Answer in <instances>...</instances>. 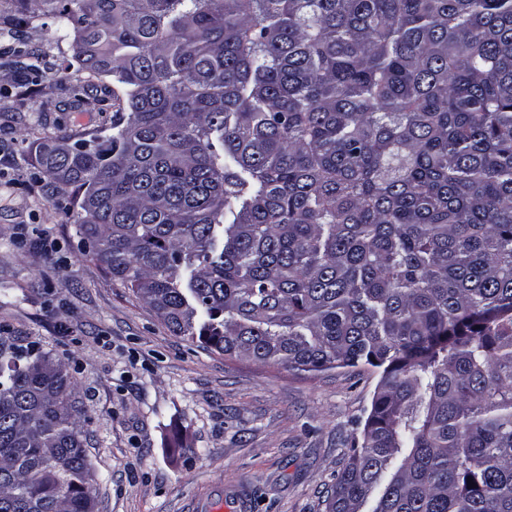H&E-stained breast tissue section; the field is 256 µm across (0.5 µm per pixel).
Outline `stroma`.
<instances>
[{"label":"stroma","mask_w":512,"mask_h":512,"mask_svg":"<svg viewBox=\"0 0 512 512\" xmlns=\"http://www.w3.org/2000/svg\"><path fill=\"white\" fill-rule=\"evenodd\" d=\"M0 0V52L22 47L54 72L70 40ZM0 80V325L64 362L90 418L80 438L97 512H196L223 490L246 512H326L379 379L360 365L314 372L230 360L173 334L131 289L78 252L73 193L43 176L50 137H88L111 112L76 104L84 74L27 86Z\"/></svg>","instance_id":"1"}]
</instances>
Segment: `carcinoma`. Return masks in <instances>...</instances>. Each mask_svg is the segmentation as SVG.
Segmentation results:
<instances>
[{
	"instance_id": "1",
	"label": "carcinoma",
	"mask_w": 512,
	"mask_h": 512,
	"mask_svg": "<svg viewBox=\"0 0 512 512\" xmlns=\"http://www.w3.org/2000/svg\"><path fill=\"white\" fill-rule=\"evenodd\" d=\"M45 2L112 79L40 149L84 256L226 357L378 369L328 512H512V0ZM84 418L0 336V512L96 508Z\"/></svg>"
}]
</instances>
